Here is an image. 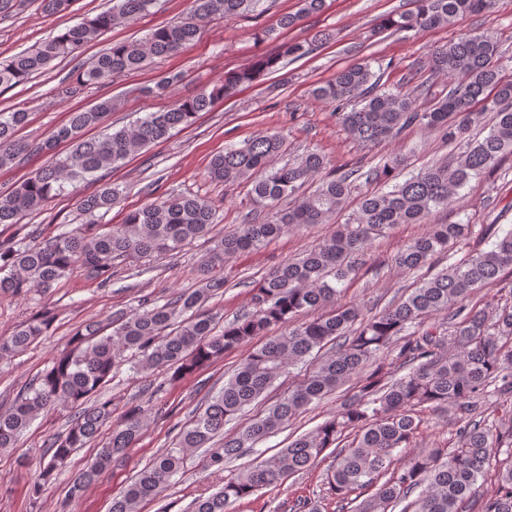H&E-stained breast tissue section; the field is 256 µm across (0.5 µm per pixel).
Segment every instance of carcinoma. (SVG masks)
<instances>
[{
  "instance_id": "carcinoma-1",
  "label": "carcinoma",
  "mask_w": 512,
  "mask_h": 512,
  "mask_svg": "<svg viewBox=\"0 0 512 512\" xmlns=\"http://www.w3.org/2000/svg\"><path fill=\"white\" fill-rule=\"evenodd\" d=\"M263 0H192L185 21L155 29L143 41L119 42L103 50L76 84L62 90L74 95L83 87L104 84L112 76L142 69L155 57L180 53L198 37L200 23L219 17L233 20L257 11ZM154 0H113L112 9L67 28L36 47L0 61V87L24 84L58 58L75 55L112 26L146 12ZM325 0H300V8L279 19L282 28L322 11ZM496 0H415V9L380 17L377 32L398 34L448 26L456 18L493 11ZM312 51L306 42H289L281 53L224 74V80L194 97L176 100L168 109L149 112L132 124L108 128L97 138L85 132L103 123L115 108L112 99L70 113L68 122L48 139L35 144L17 138L29 112L17 107L0 112V168L31 153H48L68 143L63 155L7 193H0V225H13L27 214L43 210L67 187L98 179L150 145L167 139L172 130L209 111L237 87L258 81L278 67L281 59ZM500 46L488 32H465L431 48L421 69L448 77V93L427 110L417 106L418 88L376 92L382 72L364 61L344 68L317 87L314 94L333 106L336 123L357 142L375 145L411 126L442 134L453 142L491 112L486 136L470 142L458 157L426 166L397 181L402 159L392 156L365 172L367 182L391 185L359 198L355 211L336 231L300 257L266 274L256 288L252 308L229 323L207 302L224 288V280L208 277L201 287L182 292L164 303L143 301L129 313L112 319V331L96 321L82 325L51 368L26 387L6 410L0 411V449L13 448L43 410L62 406L71 412L65 432L50 439V459L31 486L34 495L78 448L99 446L96 460L75 479L71 496L79 497L111 463L138 440L146 422L142 404L124 410L112 425L107 442L99 443L103 425L112 420V400L91 399L122 365L129 363L147 378L166 370L174 378L193 375L202 366L260 336L267 337L241 362L224 388L196 409L174 447L130 478L112 512H140L142 503L156 499L184 464L185 451L207 449L206 467L224 470L245 448L280 430L301 410L357 378L352 394L334 415L260 464L224 479L215 494L195 500L191 512H229L234 503L256 491L308 470L328 449L333 459L326 474L332 495L343 509L350 497L378 485L353 512H512V423H488L481 407L493 396H512V302L474 310L467 304L476 288L512 272V230L492 247L470 255L416 284L398 304L364 319L353 305L298 322L304 311L335 304L364 256L369 241L399 224H421L434 210L458 199L471 180L494 170L512 156V80L502 75ZM179 72L159 79L145 92L162 96L180 83ZM287 151L284 136L267 131L214 156L208 175L226 185L251 184L253 201L265 210L229 234L213 240L202 257L210 274L224 260L254 251L290 231L329 224L345 210L354 191L356 170L323 174L327 161L306 151L279 166ZM318 180L313 190L304 187ZM395 184H390V181ZM123 196L115 183H105L79 200L92 220L73 231L38 244L24 239L0 243V292L24 295L44 292L78 272L112 280L119 261L163 258L207 236L217 221L213 204L193 195L170 194L130 212L122 224H97ZM471 233L469 224H434L414 238L394 258L402 270H417L436 255L449 252ZM444 314L449 329L419 330L426 319ZM44 314L0 336V358L28 350L51 326ZM284 332L270 336L273 326ZM392 355V362L385 355ZM314 357L287 394L231 435L226 422L240 418L262 401L290 367ZM407 370L392 377L393 365ZM441 409L457 425L454 448L433 447L411 453L421 425L420 413ZM351 438L349 444L344 439ZM509 449L500 461L494 491L477 498L476 484L491 455ZM414 500H409L413 493Z\"/></svg>"
}]
</instances>
